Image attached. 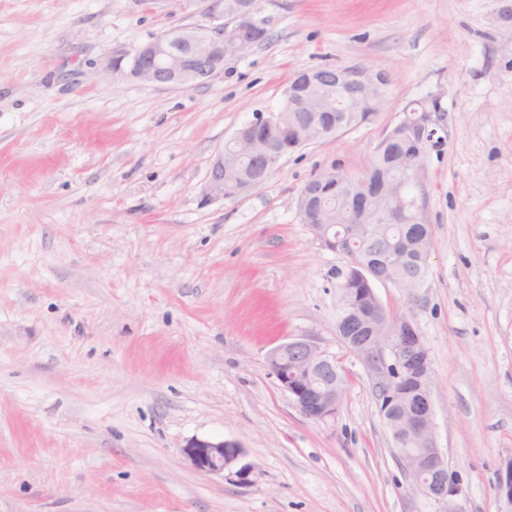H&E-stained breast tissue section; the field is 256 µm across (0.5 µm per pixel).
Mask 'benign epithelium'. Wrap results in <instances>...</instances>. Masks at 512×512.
I'll return each instance as SVG.
<instances>
[{
    "label": "benign epithelium",
    "instance_id": "obj_1",
    "mask_svg": "<svg viewBox=\"0 0 512 512\" xmlns=\"http://www.w3.org/2000/svg\"><path fill=\"white\" fill-rule=\"evenodd\" d=\"M221 0H210L207 14L212 23L207 26L185 25L169 29L168 35H176L181 51L167 52L165 64L157 63L164 50L163 39L155 36L135 50L128 70L122 76L158 87L194 88L209 83L224 72V55H239L254 47L249 40L251 29L257 19L254 6L245 5L226 15L217 12ZM305 75L316 76L322 82H334L338 86L355 89L352 99H357L358 90L381 88L377 75L354 68L323 66L305 71ZM434 105L419 114L418 122L423 136L409 145V153L415 158L411 178L420 180L424 173V161L432 150V143L445 132L446 115L442 112L441 99L433 97ZM269 119L258 115L250 122V128L263 135L262 156L269 154L280 159L266 131ZM205 200L224 198V152H219L212 163L205 186ZM377 328L385 337V346L379 351L355 347L353 351L363 363L373 387L381 397L383 419L389 429L399 458L413 480V485L424 496L445 506L444 512H457L453 499L458 495L448 474V466L434 438V411L429 382H424L417 399L407 412L398 416L386 414L395 405L390 387L406 377L411 368L422 357L425 349L422 336L411 319L400 327L399 316L390 314L385 308L378 309ZM336 355L318 342L295 339L269 352L267 368L276 378L288 401L304 419L322 422L336 416V381L321 386L312 376L303 384L288 382V371H297L308 366L332 364ZM181 454L195 471L219 476L239 485L253 482L255 468L244 461L245 451L241 444L230 440L193 438L181 448ZM498 493L512 505V460L508 461L498 478Z\"/></svg>",
    "mask_w": 512,
    "mask_h": 512
}]
</instances>
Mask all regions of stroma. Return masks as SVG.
I'll return each mask as SVG.
<instances>
[{
    "label": "stroma",
    "instance_id": "stroma-1",
    "mask_svg": "<svg viewBox=\"0 0 512 512\" xmlns=\"http://www.w3.org/2000/svg\"><path fill=\"white\" fill-rule=\"evenodd\" d=\"M270 38L208 85L98 73L206 0H0V512H442L416 492L360 359L336 334L337 270L297 198L362 172L407 104L440 96L433 227L415 299L375 284L428 348L436 445L458 512H512V21L501 0H258ZM383 74L369 120L203 202L216 154L278 111L293 72ZM340 360L334 418L303 419L266 367L294 338ZM239 442L251 485L192 470Z\"/></svg>",
    "mask_w": 512,
    "mask_h": 512
}]
</instances>
